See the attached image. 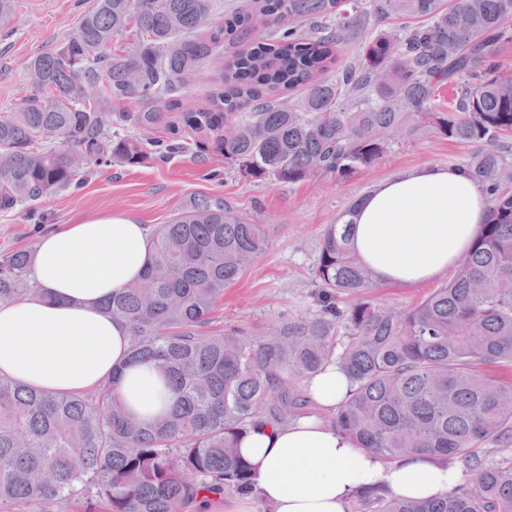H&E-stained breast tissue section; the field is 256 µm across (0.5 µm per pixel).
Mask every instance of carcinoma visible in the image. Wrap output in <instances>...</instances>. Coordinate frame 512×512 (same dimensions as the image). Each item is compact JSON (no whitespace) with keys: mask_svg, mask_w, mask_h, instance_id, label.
I'll return each mask as SVG.
<instances>
[{"mask_svg":"<svg viewBox=\"0 0 512 512\" xmlns=\"http://www.w3.org/2000/svg\"><path fill=\"white\" fill-rule=\"evenodd\" d=\"M370 27L359 60L338 65L335 47ZM511 32L512 0H238L223 14L216 0H92L66 42L27 59L26 102L0 113L1 213L99 167L188 153L255 180H345L431 131L475 149L463 169L485 187L488 216L458 275L397 308L367 299L377 281L351 248L348 206L323 235L316 309L252 336L211 324L224 288L266 250L263 225L193 198L155 230L143 275L102 304L173 406L141 422L108 388L67 395L0 378V512H189L202 491L252 494L241 439L298 417L305 400L290 381L329 364L349 380L329 420L339 435L387 462L425 453L462 466L441 498L377 486L359 512H512V465L475 454L483 441L512 449V377L482 372H512V149L501 141L512 79L496 63ZM212 59L214 89L192 105L185 91ZM444 88L453 106L438 112ZM294 90L297 104L274 96ZM33 259L0 254V303L36 291Z\"/></svg>","mask_w":512,"mask_h":512,"instance_id":"carcinoma-1","label":"carcinoma"}]
</instances>
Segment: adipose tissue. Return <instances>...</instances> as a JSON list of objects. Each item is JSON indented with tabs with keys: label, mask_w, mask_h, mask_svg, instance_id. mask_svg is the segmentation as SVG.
<instances>
[{
	"label": "adipose tissue",
	"mask_w": 512,
	"mask_h": 512,
	"mask_svg": "<svg viewBox=\"0 0 512 512\" xmlns=\"http://www.w3.org/2000/svg\"><path fill=\"white\" fill-rule=\"evenodd\" d=\"M487 219L486 192L461 168L399 172L361 196L351 216L359 260L384 284L415 287L445 275ZM144 225L91 216L42 235L32 278L40 295L0 304V377L59 393L104 385L141 421L165 412L172 395L149 364L131 362L126 325L102 308L137 280L150 258ZM240 451L256 469L268 512H349L358 493L381 485L406 498L447 494L457 472L413 454L387 463L310 416L252 430ZM254 497V498H257ZM249 496L204 501L199 512H254Z\"/></svg>",
	"instance_id": "1"
}]
</instances>
